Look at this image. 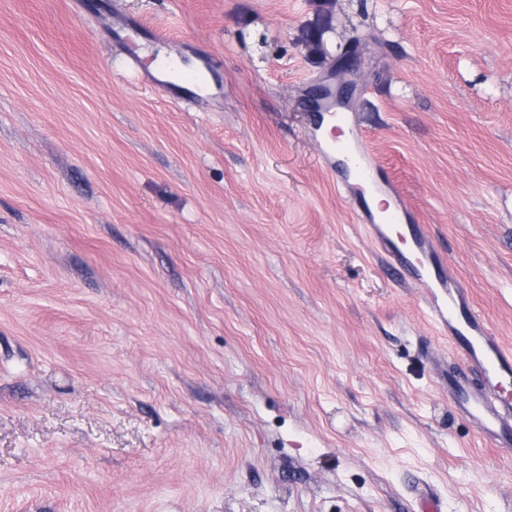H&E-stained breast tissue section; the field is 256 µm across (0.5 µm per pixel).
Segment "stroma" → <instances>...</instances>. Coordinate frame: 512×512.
Returning a JSON list of instances; mask_svg holds the SVG:
<instances>
[{
  "mask_svg": "<svg viewBox=\"0 0 512 512\" xmlns=\"http://www.w3.org/2000/svg\"><path fill=\"white\" fill-rule=\"evenodd\" d=\"M319 27L335 135L512 348V0H0V512H512L319 152ZM352 141L345 143H329L323 153L324 158L332 154L343 155L354 162L353 178L358 182H368L373 179L376 168L365 160V152L361 148V136L357 129L351 131Z\"/></svg>",
  "mask_w": 512,
  "mask_h": 512,
  "instance_id": "obj_1",
  "label": "stroma"
}]
</instances>
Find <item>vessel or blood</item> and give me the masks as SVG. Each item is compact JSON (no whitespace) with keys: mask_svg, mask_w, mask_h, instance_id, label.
I'll return each instance as SVG.
<instances>
[{"mask_svg":"<svg viewBox=\"0 0 512 512\" xmlns=\"http://www.w3.org/2000/svg\"><path fill=\"white\" fill-rule=\"evenodd\" d=\"M340 154L354 162L356 181L373 179L375 167L366 162L360 134L351 141L331 143L325 156ZM400 213L387 214L383 223L368 225L370 237L386 252L388 265L401 282L425 291V304L439 332L454 346L456 357L445 372L448 399L494 447L512 450V349L504 347L483 315L463 300L455 277H438L431 264L428 239L394 233Z\"/></svg>","mask_w":512,"mask_h":512,"instance_id":"1","label":"vessel or blood"}]
</instances>
